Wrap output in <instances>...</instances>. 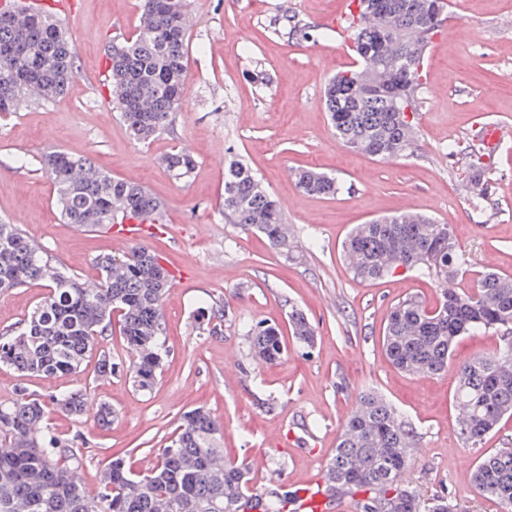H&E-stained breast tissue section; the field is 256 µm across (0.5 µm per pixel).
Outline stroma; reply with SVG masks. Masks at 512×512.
Instances as JSON below:
<instances>
[{
  "instance_id": "35a3bbf8",
  "label": "stroma",
  "mask_w": 512,
  "mask_h": 512,
  "mask_svg": "<svg viewBox=\"0 0 512 512\" xmlns=\"http://www.w3.org/2000/svg\"><path fill=\"white\" fill-rule=\"evenodd\" d=\"M62 23L71 38L78 73L66 93L0 118V217L22 229L58 261L93 281L96 259L127 251L110 227L87 230L63 221L54 187L41 170L55 147L90 156L112 176L144 186L165 204L163 230L142 240L165 260L175 280L164 302L169 351L152 390L135 391L120 372L99 380L93 365L78 376L23 377L0 366V403L19 389L41 399L75 387L111 404L110 428L92 418L48 411L47 427L67 440L82 461L80 476L95 489L104 464L125 456L132 470L155 462L180 416L211 410L224 426V451L251 468V487H294L324 469L342 424L362 390L391 401L412 424L417 446L407 481L426 495H442L459 512H502L480 496L472 472L477 454L457 431L456 364L498 350L500 332L461 337L454 368L413 376L387 360L382 331L394 305L408 296L428 306L439 288L413 270L374 282L354 279L342 245L356 224L402 211L450 225L465 262L460 285L472 287L485 258L512 274V0H456L452 19L475 36L436 34L423 69L424 93L413 116L414 151L380 160L345 146L329 121L323 89L336 72L355 64L344 38L327 19H343L349 0H188V96L173 131L151 143L135 142L108 103L105 46L131 36L138 0H71ZM305 33L290 34V20ZM510 129L496 152L452 157L450 141L474 143L480 128ZM184 152L197 165L175 178L163 156ZM242 160L280 201L292 238L314 249L285 259L251 229L225 223L220 213L224 169ZM313 168L335 176L333 197L298 189L292 173ZM481 172L493 193L475 208L469 180ZM45 292L24 286L0 294V329L25 318ZM224 309L218 333L198 330V306ZM302 309L313 324V347L297 344L288 316ZM276 325L281 359L259 365L245 331ZM270 397L274 409L259 406Z\"/></svg>"
}]
</instances>
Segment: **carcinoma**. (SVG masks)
Returning a JSON list of instances; mask_svg holds the SVG:
<instances>
[{
  "label": "carcinoma",
  "mask_w": 512,
  "mask_h": 512,
  "mask_svg": "<svg viewBox=\"0 0 512 512\" xmlns=\"http://www.w3.org/2000/svg\"><path fill=\"white\" fill-rule=\"evenodd\" d=\"M343 20L358 65L336 74L324 98L336 136L349 148L380 159L412 153L414 136L405 108L417 112L422 69L433 37L451 9L449 0H352ZM12 0H0V115L16 112L41 88L40 101L61 97L77 66L66 30L49 9L33 13L23 26L7 18ZM187 0H141L136 33L106 47L109 95L133 138L147 143L173 129L187 96ZM394 71L404 81L398 97H357L351 80L373 68ZM182 179L195 160L186 154L164 159ZM40 164L54 183L57 204L69 224L98 227L129 214L144 224L160 223L164 204L142 186L114 178L86 155L50 150ZM298 187L311 195L334 196L336 178L302 170ZM224 219L256 229L285 257L293 241L280 204L239 159L224 170ZM353 274L372 281L407 266L440 288L434 307L410 297L398 303L383 330L388 360L413 375L448 369L458 339L503 330L497 353L459 367L455 402L458 433L468 448L480 449L505 416H512V277L494 270L478 276L472 289L457 287L462 254L452 228L416 213L384 216L356 225L343 245ZM100 277L86 280L54 263L18 224L0 218V294L27 284H47L33 312L0 330V363L24 376L78 375L98 338L112 331V317L132 356V386L153 387L166 350L163 301L175 275L159 256L133 247L104 254ZM293 336L312 346L315 329L305 314L290 312ZM250 353L259 362L281 358L279 330L258 324L247 331ZM81 417L86 393L62 392L49 401L22 391L0 405V512H244L254 499L261 512H284L286 490L250 491L249 471L224 456V430L212 412L198 407L183 414L157 462L135 473L121 457L102 468L94 491L86 489L76 454L44 426L45 408ZM416 440L409 422L382 395L365 391L345 420L326 465L331 485L364 492L359 512H456L443 496L426 497L403 479ZM477 492L512 512V448L481 453L473 473Z\"/></svg>",
  "instance_id": "obj_1"
}]
</instances>
